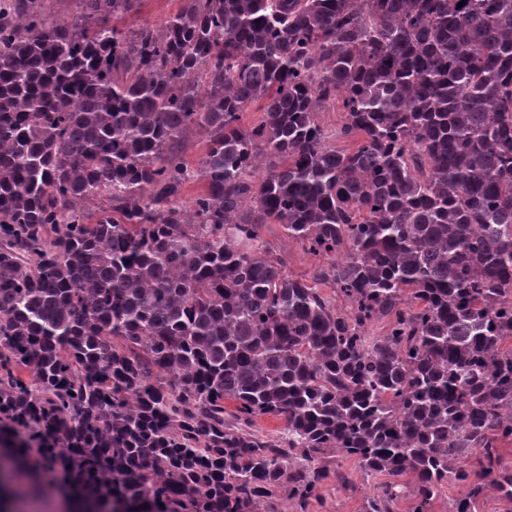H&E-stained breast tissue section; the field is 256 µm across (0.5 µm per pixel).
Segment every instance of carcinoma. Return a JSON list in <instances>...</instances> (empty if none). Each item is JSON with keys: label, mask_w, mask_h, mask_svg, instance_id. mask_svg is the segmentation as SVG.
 Instances as JSON below:
<instances>
[{"label": "carcinoma", "mask_w": 512, "mask_h": 512, "mask_svg": "<svg viewBox=\"0 0 512 512\" xmlns=\"http://www.w3.org/2000/svg\"><path fill=\"white\" fill-rule=\"evenodd\" d=\"M135 2L0 0V450L85 512L305 501L329 450L392 477L363 512L512 503V0H185L127 33ZM262 237L291 274L308 277L310 271L321 261V257L312 254L304 245L288 239L279 224H264Z\"/></svg>", "instance_id": "obj_1"}]
</instances>
